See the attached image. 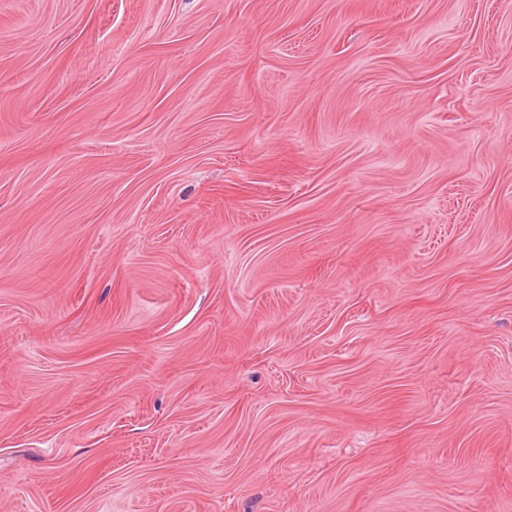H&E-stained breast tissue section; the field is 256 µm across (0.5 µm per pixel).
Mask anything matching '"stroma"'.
<instances>
[{"label": "stroma", "instance_id": "35a3bbf8", "mask_svg": "<svg viewBox=\"0 0 512 512\" xmlns=\"http://www.w3.org/2000/svg\"><path fill=\"white\" fill-rule=\"evenodd\" d=\"M0 512H512V0H0Z\"/></svg>", "mask_w": 512, "mask_h": 512}]
</instances>
